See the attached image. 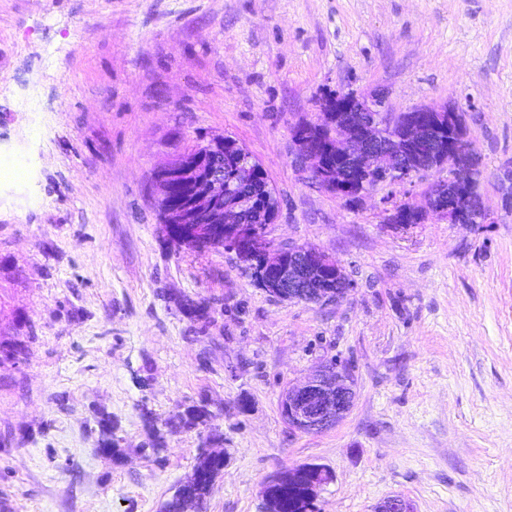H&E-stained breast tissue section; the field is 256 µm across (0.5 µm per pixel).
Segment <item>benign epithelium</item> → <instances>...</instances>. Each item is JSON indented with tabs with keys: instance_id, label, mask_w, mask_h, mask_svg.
<instances>
[{
	"instance_id": "1",
	"label": "benign epithelium",
	"mask_w": 512,
	"mask_h": 512,
	"mask_svg": "<svg viewBox=\"0 0 512 512\" xmlns=\"http://www.w3.org/2000/svg\"><path fill=\"white\" fill-rule=\"evenodd\" d=\"M386 96L352 94L326 111L316 123L293 127L295 164L312 183L357 203L380 190L412 183L433 170L448 169V179L435 182L423 206L409 202L385 209L395 230H408L431 220L450 224H487L490 214L477 189L481 160L466 142L459 112L421 107L385 112ZM236 166L224 168V155ZM256 159L227 136L195 146L164 167L156 180L163 220L185 226L184 240L193 244L224 241L248 272L265 274V288L288 301L325 304L353 287L344 269L325 251L290 245L273 248L267 227L278 213L263 211L242 185L254 181ZM355 382L350 369L331 362L320 366L307 381L288 389L281 414L288 427L301 433L322 432L336 426L352 407ZM305 487L314 502L332 480L320 465H301L267 480L263 512H279L274 497L283 481ZM376 512H411L400 496L381 502Z\"/></svg>"
}]
</instances>
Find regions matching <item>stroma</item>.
Listing matches in <instances>:
<instances>
[{"label": "stroma", "instance_id": "1", "mask_svg": "<svg viewBox=\"0 0 512 512\" xmlns=\"http://www.w3.org/2000/svg\"><path fill=\"white\" fill-rule=\"evenodd\" d=\"M378 90L462 111L491 223L400 232L298 170L293 126ZM225 135L281 202L272 244L335 259L341 301L279 299L234 253L167 241L157 171ZM0 157L29 167L0 183V342L28 340L0 364V512H159L207 436L156 461L141 410L202 398L227 452L206 512H261L305 464L332 473L318 512H512V0H0ZM330 360L352 408L291 430L282 396ZM97 426L99 431L98 448L105 453H111L112 456L120 453L119 439L115 436V426L110 415L101 414L98 416Z\"/></svg>", "mask_w": 512, "mask_h": 512}]
</instances>
